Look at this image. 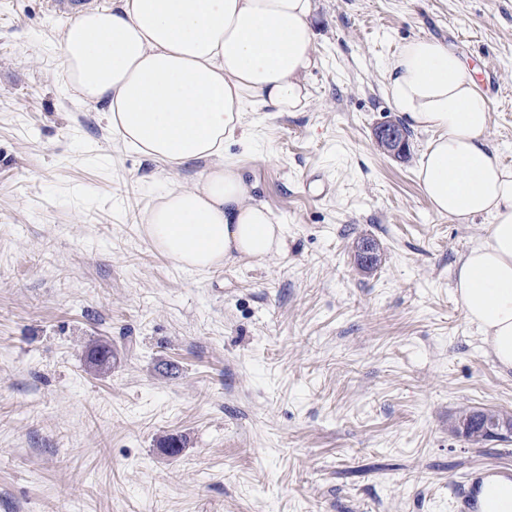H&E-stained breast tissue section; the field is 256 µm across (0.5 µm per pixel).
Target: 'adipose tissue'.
Instances as JSON below:
<instances>
[{"label":"adipose tissue","instance_id":"obj_1","mask_svg":"<svg viewBox=\"0 0 512 512\" xmlns=\"http://www.w3.org/2000/svg\"><path fill=\"white\" fill-rule=\"evenodd\" d=\"M314 0H115L69 21L56 46L70 88L105 104L114 138L176 170L208 164L190 188H170L148 210L155 249L205 273L264 260L284 228L224 158L244 136L248 107L294 112L315 64ZM388 92L408 127L432 132L418 178L432 209L490 231L459 260L455 291L497 363L512 370V170L487 137L489 110L466 62L425 37L386 65Z\"/></svg>","mask_w":512,"mask_h":512}]
</instances>
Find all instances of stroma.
Returning a JSON list of instances; mask_svg holds the SVG:
<instances>
[{
  "instance_id": "35a3bbf8",
  "label": "stroma",
  "mask_w": 512,
  "mask_h": 512,
  "mask_svg": "<svg viewBox=\"0 0 512 512\" xmlns=\"http://www.w3.org/2000/svg\"><path fill=\"white\" fill-rule=\"evenodd\" d=\"M69 20L0 0V512H457L489 465L512 477V441L455 431L468 409L512 415V371L454 291L489 220L432 210L430 133L403 158L373 135L398 116L387 61L432 37L492 85L487 138L512 169V0H316L306 105L246 113L224 147L285 248L206 273L144 224L205 162L113 138L67 86ZM96 343L110 369H90Z\"/></svg>"
}]
</instances>
